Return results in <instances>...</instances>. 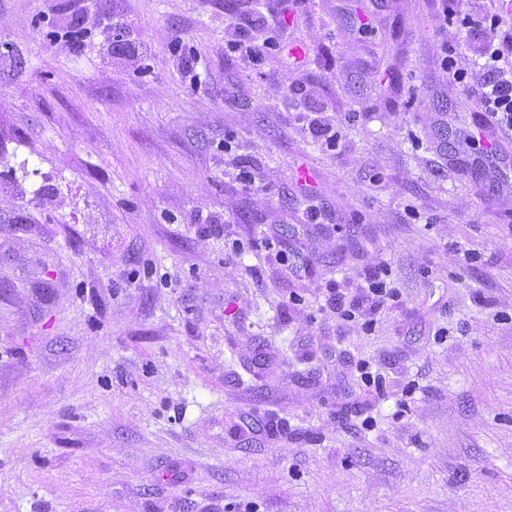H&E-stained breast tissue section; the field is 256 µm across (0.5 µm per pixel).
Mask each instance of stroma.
<instances>
[{
  "mask_svg": "<svg viewBox=\"0 0 512 512\" xmlns=\"http://www.w3.org/2000/svg\"><path fill=\"white\" fill-rule=\"evenodd\" d=\"M279 11L0 0V512H512V0ZM510 54V56H509ZM489 79L478 93L485 114L498 133L512 136V34L487 47Z\"/></svg>",
  "mask_w": 512,
  "mask_h": 512,
  "instance_id": "obj_1",
  "label": "stroma"
}]
</instances>
